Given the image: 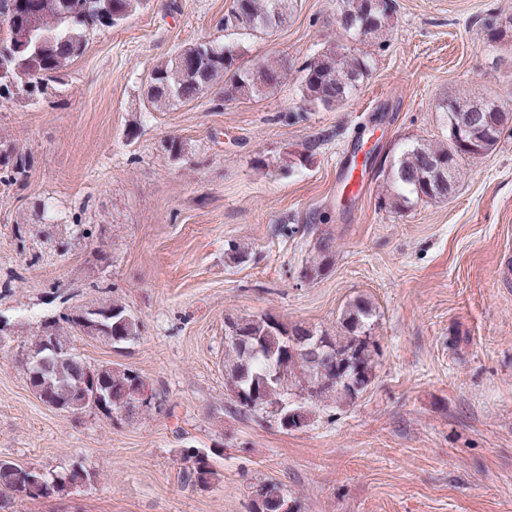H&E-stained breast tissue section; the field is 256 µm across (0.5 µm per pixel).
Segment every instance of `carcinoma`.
Here are the masks:
<instances>
[{
  "label": "carcinoma",
  "instance_id": "cac0c4a2",
  "mask_svg": "<svg viewBox=\"0 0 512 512\" xmlns=\"http://www.w3.org/2000/svg\"><path fill=\"white\" fill-rule=\"evenodd\" d=\"M86 0H0V71L19 91L29 86L41 88V95L55 88L65 63L80 57L90 35L126 20L142 0H96L93 10ZM336 24L341 35L357 45L354 53L341 54L330 48L313 56L302 68V101L309 106L332 107L344 104L369 76L373 57L368 46L385 42L392 28L393 0H336ZM288 11V0H234L231 10L219 21L224 29L267 32L281 24ZM260 82L249 78L252 66L243 61L238 44L218 45L197 41L184 45L156 64L147 87V102L154 111L188 104L219 82L224 97H255L269 93L282 83L290 64L285 57H272L256 64ZM492 101L451 97L442 106L446 130L461 128L473 149L460 152L452 135L443 146L415 142L391 160L386 190L380 204L403 211L419 202L444 200L460 182L463 164L492 151L512 123L498 127L469 124V114L479 105ZM26 156L14 150H0V167L15 175L25 169ZM441 173L426 180L428 167ZM96 320L103 341L121 348L139 338V319L123 304L114 302L95 309H79L60 317L53 327L56 344L65 352L56 353L45 340L35 336L30 355L45 358L39 374L28 376L33 392L48 406L72 413L87 409L105 412L140 411L146 383L135 371L112 365L92 366L74 354L71 336L81 332L80 320ZM373 308L364 299L349 304L339 317L336 335L317 333L304 326H289L273 317L228 320L227 325L241 340L229 346L227 381L235 405L254 413L250 397L262 394L269 416L282 423L292 409L305 411L323 399L350 404L374 381L375 356L379 347L370 334ZM322 339L323 349L306 352L308 341ZM298 388L301 403L288 400L289 388ZM214 450L183 448L180 456L188 463L182 479L188 486H209L221 480L213 463ZM95 475L76 464L55 478V474L35 467H24L0 459V512H7L18 499L64 496L93 483ZM298 512L295 500L283 487L265 482L252 487L249 512Z\"/></svg>",
  "mask_w": 512,
  "mask_h": 512
}]
</instances>
